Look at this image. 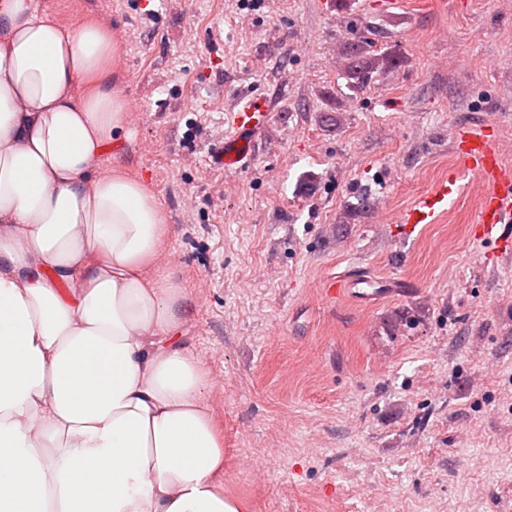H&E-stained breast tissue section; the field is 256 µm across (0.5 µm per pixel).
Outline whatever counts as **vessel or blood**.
<instances>
[{"mask_svg": "<svg viewBox=\"0 0 512 512\" xmlns=\"http://www.w3.org/2000/svg\"><path fill=\"white\" fill-rule=\"evenodd\" d=\"M272 103L265 97L245 96L230 114L232 132L208 153L210 165L226 173L238 172L253 156L258 137L271 119ZM459 164L487 185L476 215V234L486 242L512 240V169L504 166L492 141L481 127L461 130L455 140ZM458 177L449 174L398 217L406 225L431 223L457 190Z\"/></svg>", "mask_w": 512, "mask_h": 512, "instance_id": "1", "label": "vessel or blood"}]
</instances>
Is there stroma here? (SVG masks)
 Segmentation results:
<instances>
[{"label":"stroma","instance_id":"35a3bbf8","mask_svg":"<svg viewBox=\"0 0 512 512\" xmlns=\"http://www.w3.org/2000/svg\"><path fill=\"white\" fill-rule=\"evenodd\" d=\"M48 2L121 40L128 136L101 167L163 208L243 512H512V254L475 238L468 173L432 223L395 222L456 166L458 128L512 168V0ZM360 40L401 61L355 92ZM244 93L273 117L226 175L207 152ZM331 277L375 292L327 300Z\"/></svg>","mask_w":512,"mask_h":512}]
</instances>
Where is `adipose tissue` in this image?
<instances>
[{
    "instance_id": "obj_1",
    "label": "adipose tissue",
    "mask_w": 512,
    "mask_h": 512,
    "mask_svg": "<svg viewBox=\"0 0 512 512\" xmlns=\"http://www.w3.org/2000/svg\"><path fill=\"white\" fill-rule=\"evenodd\" d=\"M103 24L0 0V512H242Z\"/></svg>"
}]
</instances>
